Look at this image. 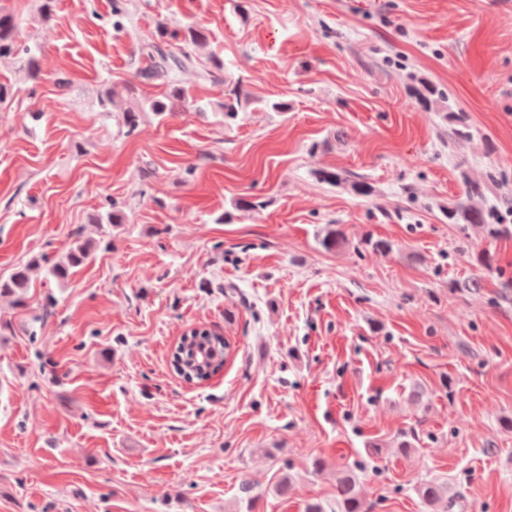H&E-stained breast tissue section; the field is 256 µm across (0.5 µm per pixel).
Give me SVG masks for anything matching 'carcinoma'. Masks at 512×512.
Returning a JSON list of instances; mask_svg holds the SVG:
<instances>
[{"mask_svg":"<svg viewBox=\"0 0 512 512\" xmlns=\"http://www.w3.org/2000/svg\"><path fill=\"white\" fill-rule=\"evenodd\" d=\"M173 38L178 40L175 53L157 42L143 46V54L150 61V65L141 71L142 78H172L175 70L184 67L191 60L190 47L205 41L206 35L201 27H187L180 33L173 34ZM11 55L24 56V66L30 77L38 79L40 66L36 50L20 39L19 23L13 13L0 9V57ZM146 110L162 117L167 112V105L162 101H154L146 108L126 111L125 121L129 129L132 130L138 125L141 113ZM482 199V185L468 180L464 194L448 207V215L465 224H483L487 226L492 237L505 234L507 229L504 225L487 223V212L481 206ZM344 240V232L339 227H329L318 237L320 246L325 250L339 247ZM100 246L99 241L75 240L74 246L61 259L47 267V276L59 282L67 279L72 269L83 265ZM28 287L29 273L26 267L15 270L6 279H0V294H15L20 300L24 298ZM229 351L230 342L226 337L207 329H192L180 337L172 355V368L184 381L201 384L224 369ZM415 492L425 512H450L457 503L456 499L446 497L442 484L432 480L419 483ZM305 512H371V505L361 497L355 473L346 467L336 483L334 503L326 507L318 501L309 502Z\"/></svg>","mask_w":512,"mask_h":512,"instance_id":"carcinoma-1","label":"carcinoma"}]
</instances>
